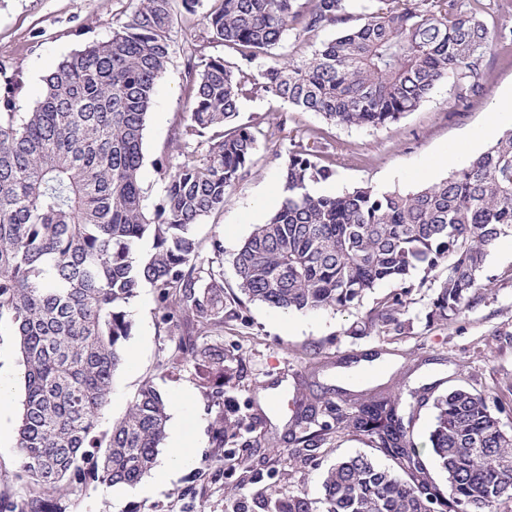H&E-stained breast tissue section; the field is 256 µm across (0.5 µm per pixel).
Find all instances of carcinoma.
Returning a JSON list of instances; mask_svg holds the SVG:
<instances>
[{
  "label": "carcinoma",
  "mask_w": 512,
  "mask_h": 512,
  "mask_svg": "<svg viewBox=\"0 0 512 512\" xmlns=\"http://www.w3.org/2000/svg\"><path fill=\"white\" fill-rule=\"evenodd\" d=\"M207 36L187 43L189 110L177 142L184 160L168 171L151 207L140 183L142 140L156 82L173 53V0H131L112 35L64 58L44 79L32 111L17 115L23 81L0 87V317L15 328L23 359V409L15 480L0 512H63L56 495L92 483L134 484L153 468L165 438L167 404L151 382L126 416L97 434L131 335L128 307L142 288L158 292L165 325L224 324V270L199 259L194 226L224 208L257 150L261 124H235L238 104L261 93L335 126L387 127L415 111L446 80L464 93L483 85V58H512V0L489 27L485 0H211ZM337 37L298 60L285 35ZM217 42L233 60L207 53ZM281 53H275V50ZM322 134L308 129L286 153V196L233 257L237 288L279 309L346 310L376 285L384 296L370 328L399 325L404 297L441 265L430 319L457 318L488 291L489 249L512 235V131L463 168L415 191L359 186L326 196L313 185L333 175ZM152 239L140 258L137 247ZM215 394L234 376L218 347L180 348ZM427 448L446 475L431 479L404 426L402 395L364 393L343 407H303L290 431L305 464L332 433L367 437L398 471L356 455L336 461L322 482L323 512H499L512 504V434L502 408L457 388L433 400ZM321 415L318 429L303 424ZM224 445L247 428L220 409ZM276 512H309L305 498Z\"/></svg>",
  "instance_id": "obj_1"
}]
</instances>
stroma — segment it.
Here are the masks:
<instances>
[{"label": "stroma", "mask_w": 512, "mask_h": 512, "mask_svg": "<svg viewBox=\"0 0 512 512\" xmlns=\"http://www.w3.org/2000/svg\"><path fill=\"white\" fill-rule=\"evenodd\" d=\"M129 9V0H0V85L21 76L25 87L18 112L34 107L44 77L65 56L109 38L113 21ZM202 31V26L176 20L177 48L156 83L140 170L152 205L164 193V164L182 160L176 137L189 103L181 46ZM484 71L480 95L461 99L456 84L442 82L416 111L386 128L333 126L316 113L286 110L261 94L241 99L238 122L259 121L277 133L261 140L224 208L195 227L202 259L212 258L213 240L224 247V304L237 315L207 333L190 332L192 343L224 348L241 362L223 399L253 424L238 440L240 467L229 468L216 444L218 401L202 387L193 362L182 357L179 337L159 325L157 294L145 288L132 305L133 328L125 343L133 359L116 376L99 429L108 431L121 420L137 390L150 381L168 402H179L182 434L194 448L196 461L148 497L112 500L99 496L94 484L83 492L62 494L64 512H268L269 504L289 494L305 497L312 512H321L323 476L338 459L362 454L385 468L393 462L367 438L347 434L332 436L311 461L295 462L288 425L299 400L312 395L339 400L348 393L376 389L418 391L425 403L405 408L403 417L410 435L421 444L434 421L431 398L464 387L503 406L500 425L512 433V238H500L489 250L481 274L488 293L445 326L427 319L447 274L442 266L407 297L399 326L366 332L362 326L370 310L395 291V283L379 284L360 305L344 311H287L237 301L232 263L253 226L280 207L283 157L301 131L321 130L323 151L333 163V176L315 186L322 195L336 196L360 185L413 191L465 166L495 142V135L484 129L512 97V59L487 55ZM0 380L11 400L9 413L0 416V493L18 494L22 488L14 473L23 365L13 324L6 318L0 320Z\"/></svg>", "instance_id": "obj_1"}]
</instances>
